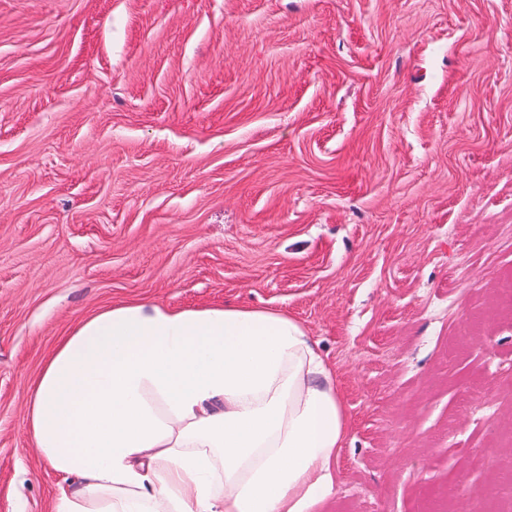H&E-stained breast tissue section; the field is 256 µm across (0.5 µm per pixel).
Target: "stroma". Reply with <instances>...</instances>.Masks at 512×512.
<instances>
[{"label":"stroma","mask_w":512,"mask_h":512,"mask_svg":"<svg viewBox=\"0 0 512 512\" xmlns=\"http://www.w3.org/2000/svg\"><path fill=\"white\" fill-rule=\"evenodd\" d=\"M297 319L349 419L314 512L512 497V0H0V512L121 302Z\"/></svg>","instance_id":"1"}]
</instances>
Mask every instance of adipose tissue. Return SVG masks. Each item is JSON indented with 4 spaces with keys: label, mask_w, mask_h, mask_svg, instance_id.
Segmentation results:
<instances>
[{
    "label": "adipose tissue",
    "mask_w": 512,
    "mask_h": 512,
    "mask_svg": "<svg viewBox=\"0 0 512 512\" xmlns=\"http://www.w3.org/2000/svg\"><path fill=\"white\" fill-rule=\"evenodd\" d=\"M27 427L63 478L50 512H313L348 416L287 314L123 303L48 355Z\"/></svg>",
    "instance_id": "adipose-tissue-1"
}]
</instances>
